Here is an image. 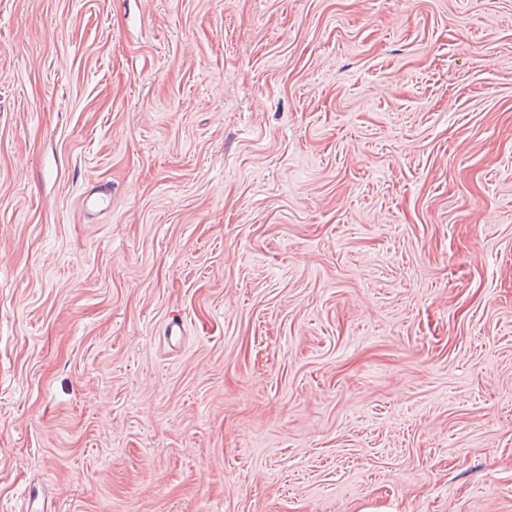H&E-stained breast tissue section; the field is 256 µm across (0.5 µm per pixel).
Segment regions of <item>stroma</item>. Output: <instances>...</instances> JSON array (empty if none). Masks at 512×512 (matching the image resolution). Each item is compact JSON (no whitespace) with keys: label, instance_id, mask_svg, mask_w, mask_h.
<instances>
[{"label":"stroma","instance_id":"35a3bbf8","mask_svg":"<svg viewBox=\"0 0 512 512\" xmlns=\"http://www.w3.org/2000/svg\"><path fill=\"white\" fill-rule=\"evenodd\" d=\"M32 486L512 512V0H0V512Z\"/></svg>","mask_w":512,"mask_h":512}]
</instances>
